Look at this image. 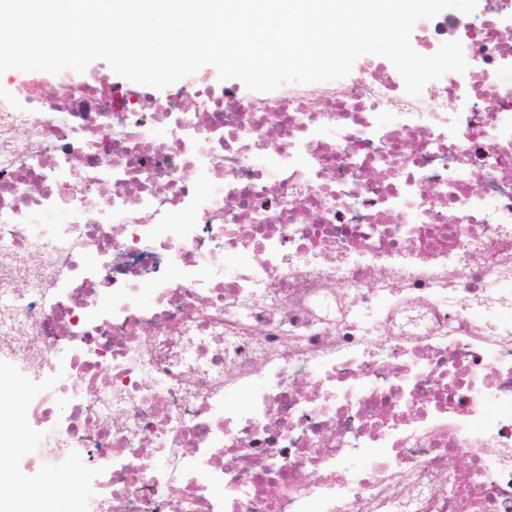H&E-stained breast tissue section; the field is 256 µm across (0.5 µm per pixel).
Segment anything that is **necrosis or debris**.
I'll return each mask as SVG.
<instances>
[{"instance_id": "obj_1", "label": "necrosis or debris", "mask_w": 512, "mask_h": 512, "mask_svg": "<svg viewBox=\"0 0 512 512\" xmlns=\"http://www.w3.org/2000/svg\"><path fill=\"white\" fill-rule=\"evenodd\" d=\"M460 41L417 97L370 64L246 98L18 74L14 458H77L91 512H512V0Z\"/></svg>"}]
</instances>
